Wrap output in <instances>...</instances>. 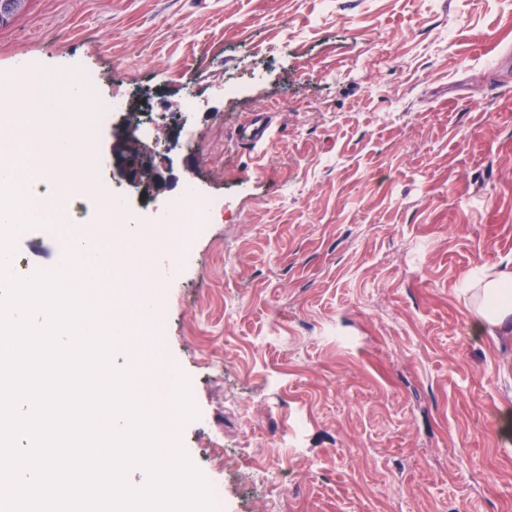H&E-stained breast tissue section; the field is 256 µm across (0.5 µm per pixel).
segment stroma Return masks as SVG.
I'll return each mask as SVG.
<instances>
[{"instance_id":"35a3bbf8","label":"stroma","mask_w":512,"mask_h":512,"mask_svg":"<svg viewBox=\"0 0 512 512\" xmlns=\"http://www.w3.org/2000/svg\"><path fill=\"white\" fill-rule=\"evenodd\" d=\"M95 71L144 111H184L175 179L213 222L196 257L150 255L153 329L118 347L189 380L182 430L217 512H512V331L474 335V265L512 270V0H29L0 27V83ZM274 136L248 150L249 113ZM57 124L109 154L79 98ZM11 253L47 270L103 221L74 193ZM103 274L138 320L128 259ZM283 463L288 493L256 487ZM271 125V119L266 112H255L238 125L236 137L248 149H255L269 138Z\"/></svg>"}]
</instances>
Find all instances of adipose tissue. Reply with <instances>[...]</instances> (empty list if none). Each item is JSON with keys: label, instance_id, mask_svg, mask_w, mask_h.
Segmentation results:
<instances>
[{"label": "adipose tissue", "instance_id": "obj_1", "mask_svg": "<svg viewBox=\"0 0 512 512\" xmlns=\"http://www.w3.org/2000/svg\"><path fill=\"white\" fill-rule=\"evenodd\" d=\"M460 286L473 294L471 327L481 333L512 328V271L490 272L476 265L460 277Z\"/></svg>", "mask_w": 512, "mask_h": 512}]
</instances>
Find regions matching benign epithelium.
<instances>
[{"instance_id":"7a95c632","label":"benign epithelium","mask_w":512,"mask_h":512,"mask_svg":"<svg viewBox=\"0 0 512 512\" xmlns=\"http://www.w3.org/2000/svg\"><path fill=\"white\" fill-rule=\"evenodd\" d=\"M139 124L133 113H127L112 141V174L117 180L139 184V176L151 175L149 187L156 192L168 181L171 171L170 154L175 148L171 123L156 125V133L148 140L138 135Z\"/></svg>"}]
</instances>
